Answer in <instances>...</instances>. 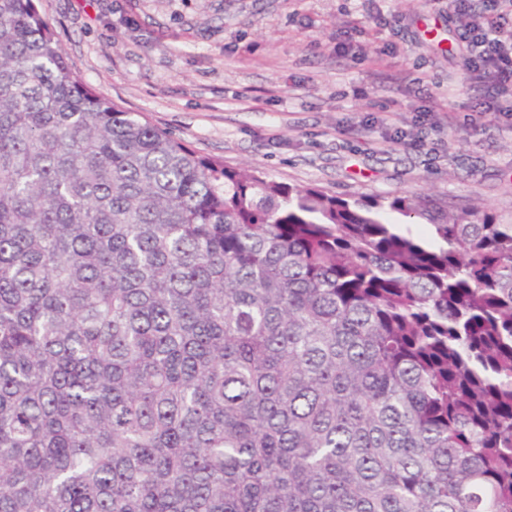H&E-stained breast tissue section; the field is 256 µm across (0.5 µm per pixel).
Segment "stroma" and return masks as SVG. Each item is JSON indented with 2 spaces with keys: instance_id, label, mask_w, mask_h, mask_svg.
Listing matches in <instances>:
<instances>
[{
  "instance_id": "obj_1",
  "label": "stroma",
  "mask_w": 512,
  "mask_h": 512,
  "mask_svg": "<svg viewBox=\"0 0 512 512\" xmlns=\"http://www.w3.org/2000/svg\"><path fill=\"white\" fill-rule=\"evenodd\" d=\"M35 5L89 87L199 157L512 224V117H479L448 0Z\"/></svg>"
}]
</instances>
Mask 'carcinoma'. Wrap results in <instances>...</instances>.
<instances>
[{
  "mask_svg": "<svg viewBox=\"0 0 512 512\" xmlns=\"http://www.w3.org/2000/svg\"><path fill=\"white\" fill-rule=\"evenodd\" d=\"M0 512H512V224L200 159L0 0Z\"/></svg>",
  "mask_w": 512,
  "mask_h": 512,
  "instance_id": "obj_1",
  "label": "carcinoma"
}]
</instances>
